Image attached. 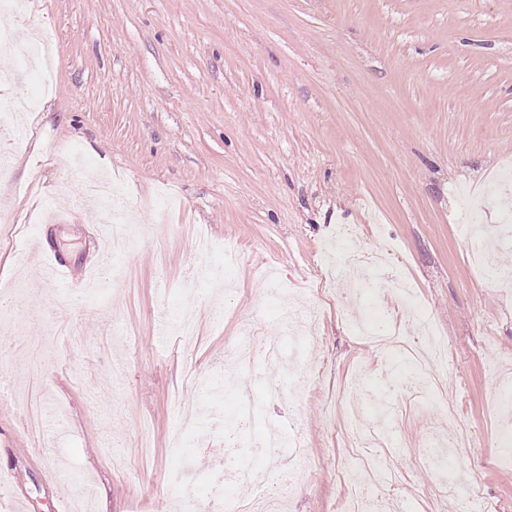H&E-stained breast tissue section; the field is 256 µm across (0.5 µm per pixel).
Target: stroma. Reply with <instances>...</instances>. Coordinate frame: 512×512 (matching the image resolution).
Instances as JSON below:
<instances>
[{
    "mask_svg": "<svg viewBox=\"0 0 512 512\" xmlns=\"http://www.w3.org/2000/svg\"><path fill=\"white\" fill-rule=\"evenodd\" d=\"M48 32L54 84L0 56V512H174L164 474L224 469L230 396L300 440L286 512H512V288L469 265L461 189L512 162V0H24L1 15ZM109 178L137 240L112 225L70 159ZM197 225L199 248L184 230ZM361 259L386 252L423 308L401 356L356 336L352 284L320 294L333 226ZM75 268L49 285L50 254ZM102 288L88 296L85 287ZM313 325L319 375L231 346ZM446 364L418 374L429 334ZM198 407L194 457L170 444ZM450 449L458 482L422 459Z\"/></svg>",
    "mask_w": 512,
    "mask_h": 512,
    "instance_id": "stroma-1",
    "label": "stroma"
}]
</instances>
